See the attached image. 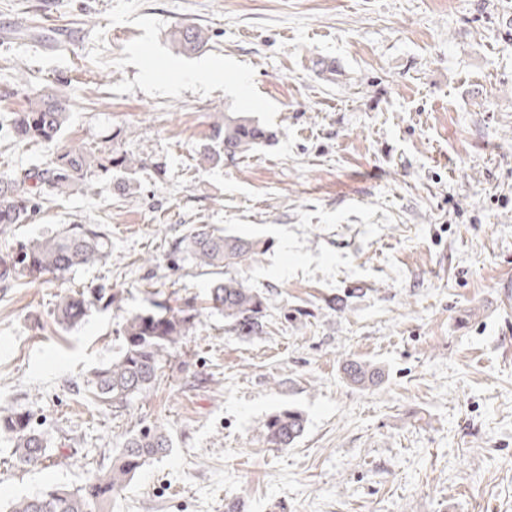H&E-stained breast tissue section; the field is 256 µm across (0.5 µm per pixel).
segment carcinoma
<instances>
[{
  "mask_svg": "<svg viewBox=\"0 0 512 512\" xmlns=\"http://www.w3.org/2000/svg\"><path fill=\"white\" fill-rule=\"evenodd\" d=\"M210 36L202 27L180 25L171 33L174 46L183 53L204 48ZM69 120L67 101L56 93H34L23 112L11 119L16 136L23 140L57 142ZM220 148H205L202 160L218 163L234 158L270 140L272 133L258 122L244 117H226L212 124ZM98 166V157L80 145L62 148L56 167L44 172L30 169L23 177L0 176V225L29 224L42 207L43 196L32 192L46 185L52 193L63 194ZM183 250L196 266L213 275L209 300L211 308L224 313L234 329L247 335L262 330L264 300L231 272L252 262L261 252L260 241L226 234L209 224L191 228L180 240ZM108 237L92 224H71L60 231L35 240L21 242L13 250L1 275L15 273L32 279H60L71 270L93 264L107 254ZM109 308L112 294L100 288L60 296L53 310L55 322L70 329L79 325L88 309L100 302ZM194 315L156 303L150 310L126 318L124 348L106 366L87 379L95 397L114 408L127 406L145 395L158 377L161 359L179 345L189 330ZM351 384L373 386L381 379L379 368L353 361L345 366ZM305 419L296 410L271 415L264 426V441L276 448H288L304 431ZM0 435L13 441V456L18 464L38 463L46 455L48 441L31 425V415L12 408L0 410ZM171 446L169 433L160 425L144 427L124 438L112 464L100 469L77 489L50 487L35 497L17 499L9 512H107L112 495L131 481L150 458L162 455Z\"/></svg>",
  "mask_w": 512,
  "mask_h": 512,
  "instance_id": "obj_1",
  "label": "carcinoma"
}]
</instances>
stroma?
<instances>
[{"mask_svg":"<svg viewBox=\"0 0 512 512\" xmlns=\"http://www.w3.org/2000/svg\"><path fill=\"white\" fill-rule=\"evenodd\" d=\"M182 23L206 50L175 53ZM52 89L62 142L102 165L0 225V264L63 224L111 246L60 280L0 279V406L50 442L22 467L0 437L1 506L79 488L161 425L170 452L109 512H512V0H0V113ZM223 114L274 138L200 166ZM57 153L0 128L2 175ZM194 224L261 241L243 273L261 333L208 309L211 275L176 250ZM101 285L112 307L55 323L60 294ZM157 297L196 310L189 335L147 394L106 406L86 381ZM349 360L382 379L350 385ZM288 409L302 436L267 445ZM305 419L296 410H283L271 415L264 426V441L276 448H287L304 431Z\"/></svg>","mask_w":512,"mask_h":512,"instance_id":"stroma-1","label":"stroma"}]
</instances>
